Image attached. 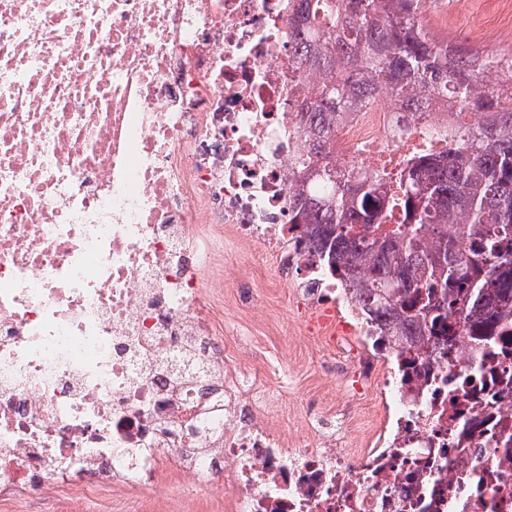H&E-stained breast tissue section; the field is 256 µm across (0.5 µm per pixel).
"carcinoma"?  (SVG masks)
I'll use <instances>...</instances> for the list:
<instances>
[{"label":"carcinoma","instance_id":"obj_1","mask_svg":"<svg viewBox=\"0 0 512 512\" xmlns=\"http://www.w3.org/2000/svg\"><path fill=\"white\" fill-rule=\"evenodd\" d=\"M292 29L293 64L321 75L300 108L316 140L300 167L314 182L298 189L292 226L417 393L429 381L420 355L447 358L458 330L476 355L512 339V68L486 79L491 55L437 39L422 0H296ZM381 88L410 109L443 101L483 119L449 128L448 151L415 157L393 190L340 178L321 153L333 117ZM396 209L407 222L381 229ZM450 224L468 250L448 238Z\"/></svg>","mask_w":512,"mask_h":512}]
</instances>
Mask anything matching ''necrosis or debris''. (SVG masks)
Returning a JSON list of instances; mask_svg holds the SVG:
<instances>
[{"label": "necrosis or debris", "mask_w": 512, "mask_h": 512, "mask_svg": "<svg viewBox=\"0 0 512 512\" xmlns=\"http://www.w3.org/2000/svg\"><path fill=\"white\" fill-rule=\"evenodd\" d=\"M294 0H0V492L95 464L135 479L221 435L231 512H512V354L466 336L417 399L371 379L358 313L324 326L335 285L297 245L291 202L312 145L317 77L292 66ZM451 112L377 91L337 115L328 159L398 177L440 153ZM296 273V306L383 393L359 453L285 447L252 415L264 392L224 379V413L181 383L216 367L201 267L207 227Z\"/></svg>", "instance_id": "obj_1"}]
</instances>
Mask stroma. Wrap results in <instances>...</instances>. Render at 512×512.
I'll list each match as a JSON object with an SVG mask.
<instances>
[{
  "label": "stroma",
  "mask_w": 512,
  "mask_h": 512,
  "mask_svg": "<svg viewBox=\"0 0 512 512\" xmlns=\"http://www.w3.org/2000/svg\"><path fill=\"white\" fill-rule=\"evenodd\" d=\"M429 12L436 25L455 31L456 42L472 45L464 0H435ZM202 279L225 371L261 379L272 399L255 413L256 424L291 443L306 435L311 411L358 430L368 415L381 413L375 393L358 400L340 393V359L327 337L305 334L292 289L258 248L222 245ZM224 498L223 471L205 482L192 469L168 463L141 484L90 477L0 492V512H225Z\"/></svg>",
  "instance_id": "35a3bbf8"
}]
</instances>
